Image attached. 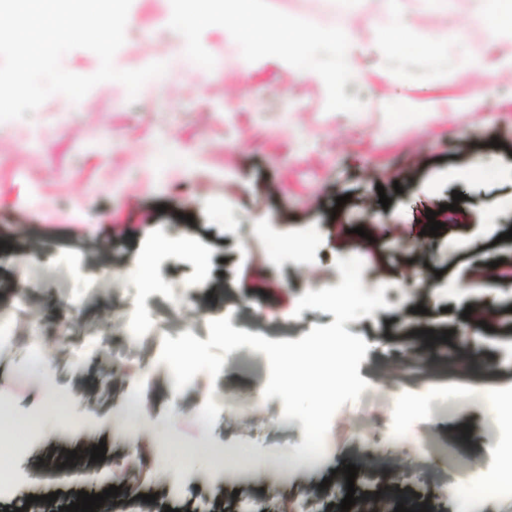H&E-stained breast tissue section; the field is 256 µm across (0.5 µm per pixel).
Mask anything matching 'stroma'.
I'll list each match as a JSON object with an SVG mask.
<instances>
[{
    "instance_id": "1",
    "label": "stroma",
    "mask_w": 512,
    "mask_h": 512,
    "mask_svg": "<svg viewBox=\"0 0 512 512\" xmlns=\"http://www.w3.org/2000/svg\"><path fill=\"white\" fill-rule=\"evenodd\" d=\"M284 13L321 22L347 20L368 51L355 96L359 113L330 112L318 86L299 81L274 57L245 61L219 26L201 42L213 70L189 61L168 26L171 0H132L134 26L117 68L166 63L136 101L117 82L93 87L79 102L56 94L25 120L0 122V268L12 269L15 291L6 322L12 345L0 348V414H42L43 427L21 436L13 492L0 494V512H40L39 496L58 504L78 491L121 487L114 512H210L225 502L234 512L257 503H291L294 512H329L345 498L342 464L366 462L372 481L357 493L393 498L391 470L408 477L403 502L420 499L433 512H462L472 481L455 467L485 454L491 441L512 447V432L488 433L489 407L465 400L445 420L406 413L402 396L430 387L431 399L462 384L512 386V287L487 281L493 261L512 269V72H497L492 38L477 0H404L416 34L447 39L450 62H401L370 50L388 21L383 0H270ZM479 111H458L476 91ZM483 169L470 182L471 168ZM462 192L463 201L452 198ZM391 203L382 207L380 195ZM347 196L344 205L336 199ZM458 203L448 211L449 203ZM438 213L439 236L423 234L426 210ZM190 220L174 227L177 214ZM43 265L74 273L69 290L30 279V268L9 240L20 227ZM364 234H356V227ZM189 240V252L156 250L157 240ZM298 251L273 254V243ZM427 254L441 275L438 291H407L426 273L413 264ZM152 255L154 285L142 287L135 269ZM359 257L366 292L384 287L385 307L347 322L368 350L359 365L373 391L389 393L393 410L345 404L333 417L330 447L315 469H296L291 482L273 480L271 456L303 441L301 424L282 420L280 398L257 400L255 377L239 355L227 354L218 377L198 374L173 393L156 365L163 336L192 333L207 340L211 319L272 341H295L334 316L298 310L306 291L337 286L338 259ZM114 284L97 287L104 269ZM224 279L222 304L200 303L209 280ZM424 313H417V306ZM487 315L488 330L459 332L465 308ZM432 328L451 331L468 364L428 373L406 337ZM46 354L51 392L30 370L33 352ZM150 385L136 421L116 426L142 374ZM214 395V424L198 415L201 397ZM65 400L86 417L66 429L46 411L47 397ZM470 434H462V427ZM174 434L217 446L237 444L252 478L238 485L218 461L201 455L161 462L156 444ZM105 444L102 464L51 472L42 463ZM155 495L130 498L132 486Z\"/></svg>"
}]
</instances>
